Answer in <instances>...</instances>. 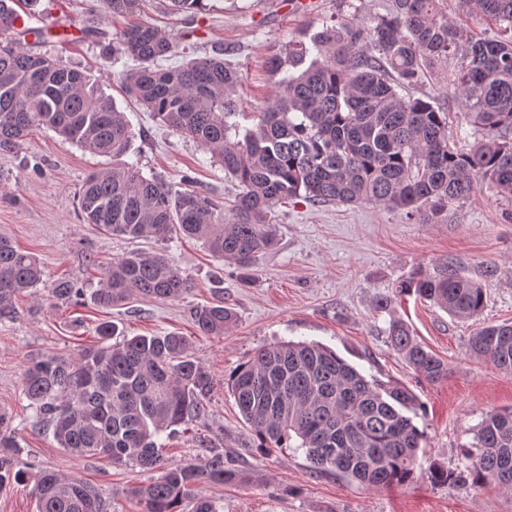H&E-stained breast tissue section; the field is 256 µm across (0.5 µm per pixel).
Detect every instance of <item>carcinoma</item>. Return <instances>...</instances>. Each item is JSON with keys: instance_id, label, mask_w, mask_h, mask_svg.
I'll return each mask as SVG.
<instances>
[{"instance_id": "cac0c4a2", "label": "carcinoma", "mask_w": 512, "mask_h": 512, "mask_svg": "<svg viewBox=\"0 0 512 512\" xmlns=\"http://www.w3.org/2000/svg\"><path fill=\"white\" fill-rule=\"evenodd\" d=\"M114 16L139 13L146 0H101ZM496 28L477 37L448 20L443 0H393L374 20L325 25L313 48L288 44L284 77L250 127L241 115L242 76L222 55L161 62L175 50L158 29L132 24L112 53L137 67L122 74L127 93L164 124L195 140L234 180L230 208L193 189L175 190L145 178L122 161L132 145L125 114L90 84L88 75L23 47H0V154H10L34 128L54 130L112 166L91 171L79 206L88 224L132 240L173 234L202 242L237 265L243 278L256 257L275 244L269 214L288 199L311 204H374L409 220L432 224L481 181L512 198V0H461ZM40 0H0V34L17 30V6L35 13ZM316 51L307 60L310 50ZM456 61L452 87L480 139L459 149L448 133V113L406 90ZM45 269L0 235V320L13 318L14 298L43 282ZM194 283L162 252L131 251L110 262L93 293L97 305L120 306L133 297L176 299ZM458 319H479L486 301L481 283L448 261L431 274L417 272L399 285ZM53 296L81 295L59 280ZM236 312L220 298L194 309L203 335L221 336ZM99 344L75 357L31 360L23 392L37 422L52 429L58 447L77 457L105 456L158 476L130 488L142 512H217L204 485L239 484L248 475L210 448L197 462L172 464L161 433L204 413L214 384L192 356L188 337L133 336L118 342L116 324L96 327ZM394 350L426 381L448 376L444 361L427 351L399 320L390 322ZM468 352L512 373V324L475 328ZM228 387L259 454L276 448L305 452L315 473L351 477L371 488L401 485L414 473L424 434L413 417L423 408L405 385L361 374L318 343L280 341L257 349ZM9 419L0 414V490L30 477L14 457ZM463 470L433 466L436 485L512 490V408L486 412ZM38 512H104L98 489L74 477L35 474Z\"/></svg>"}]
</instances>
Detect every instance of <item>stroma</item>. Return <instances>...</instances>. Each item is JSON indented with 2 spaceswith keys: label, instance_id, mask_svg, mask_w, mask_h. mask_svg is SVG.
I'll list each match as a JSON object with an SVG mask.
<instances>
[{
  "label": "stroma",
  "instance_id": "stroma-1",
  "mask_svg": "<svg viewBox=\"0 0 512 512\" xmlns=\"http://www.w3.org/2000/svg\"><path fill=\"white\" fill-rule=\"evenodd\" d=\"M390 2L308 0L305 11L291 13L281 0H203L190 19L168 13L163 0H146L132 17L111 16L101 0H41L21 41L84 70L112 96L135 135L127 160L143 176L178 188L187 174L196 190L228 202L236 192L234 183L199 144L125 94L120 76L134 63L106 55V47L138 22L157 27L172 40L174 64L189 53L203 57L227 48V61L243 76V109L259 112L283 77L270 61L283 55L289 43H310L326 23L386 15ZM91 14L97 18V34L79 37ZM446 78L443 72L432 75L414 94L436 96L457 147L466 148L479 133L467 122L459 98L439 97ZM101 164V158L44 127L32 130L16 154L0 155V234L37 256L46 272L34 294L17 298L14 317L0 320V413L10 419L21 464L95 485L106 512H142L129 490L148 481L149 473L99 456L74 457L58 448L51 432L36 427L22 389L30 360L77 355L97 344V325L110 321L129 337L188 336L193 356L212 376L215 387L204 414L190 427H178L164 445L166 458L182 463L202 457L203 442H211L248 474L242 484L206 487L217 512H512V490L494 484L477 490L438 486L424 475L433 464L451 469L469 465L467 447L483 414L512 406V373L467 352L473 321L395 291L414 273L431 272L448 260L485 288L482 321L512 323V199L498 196L484 182L432 224L373 204L317 206L291 199L272 210L276 244L257 257L246 281L234 264L215 257L200 241H131L84 223L77 208L81 187ZM135 249L164 251L191 277L192 293L177 300L136 297L112 309L97 306L92 294L101 266ZM61 278L82 288L78 301L62 305L53 298L51 288ZM219 297L234 309L237 321L224 335H201L190 311ZM383 297L391 306L380 313L375 303ZM394 318L447 364V378L435 384L424 381L392 349L387 330ZM284 340L323 344L363 375L397 381L414 391L424 406L415 423L425 438L411 482L371 489L347 477L311 473L304 454L290 448L266 456L256 453L227 382L256 349Z\"/></svg>",
  "mask_w": 512,
  "mask_h": 512
}]
</instances>
